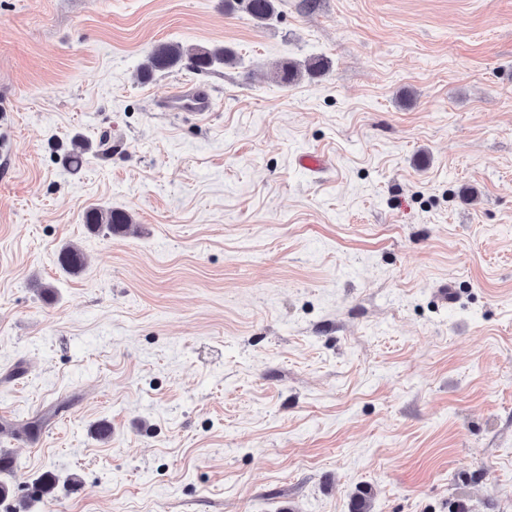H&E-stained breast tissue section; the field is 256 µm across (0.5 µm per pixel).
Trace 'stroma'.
Returning <instances> with one entry per match:
<instances>
[{
  "instance_id": "1",
  "label": "stroma",
  "mask_w": 512,
  "mask_h": 512,
  "mask_svg": "<svg viewBox=\"0 0 512 512\" xmlns=\"http://www.w3.org/2000/svg\"><path fill=\"white\" fill-rule=\"evenodd\" d=\"M163 42L237 61L139 78ZM0 105L10 505L512 512V0H0ZM225 0V4L234 3L239 1L242 3V7L255 21L264 23L269 20L275 13V0ZM161 104L168 112L205 118L212 110L213 100L209 95L194 93L188 86H177L167 94ZM85 224L96 230H106L107 233L127 231L133 224L130 214L124 210L91 207L85 213Z\"/></svg>"
}]
</instances>
